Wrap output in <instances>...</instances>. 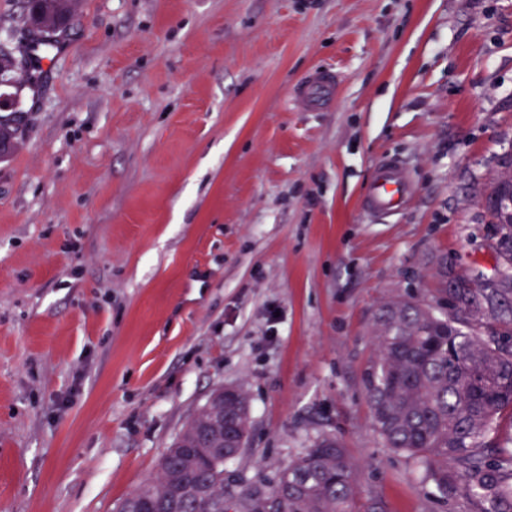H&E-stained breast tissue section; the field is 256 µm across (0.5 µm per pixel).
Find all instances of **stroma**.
Instances as JSON below:
<instances>
[{"label":"stroma","mask_w":512,"mask_h":512,"mask_svg":"<svg viewBox=\"0 0 512 512\" xmlns=\"http://www.w3.org/2000/svg\"><path fill=\"white\" fill-rule=\"evenodd\" d=\"M0 161V512H116L217 389L228 494L337 437L386 512H475L384 445L372 317L492 274L512 0H81ZM317 69L324 112L293 108ZM414 194L365 213L380 161ZM512 176V156L503 157L498 163L497 167L490 171L486 177L483 192L491 198L496 195V187L501 182L503 177Z\"/></svg>","instance_id":"1"}]
</instances>
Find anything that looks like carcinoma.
<instances>
[{
  "instance_id": "obj_1",
  "label": "carcinoma",
  "mask_w": 512,
  "mask_h": 512,
  "mask_svg": "<svg viewBox=\"0 0 512 512\" xmlns=\"http://www.w3.org/2000/svg\"><path fill=\"white\" fill-rule=\"evenodd\" d=\"M24 31L30 40L62 37L75 14V0H26ZM14 33L0 42V86L21 91L30 80L15 56ZM0 158L18 143L23 112L0 94ZM512 176V156L503 157L486 177L491 197L502 178ZM485 212L494 224L495 244L511 266L512 218L500 207ZM436 300L413 297L387 301L373 320L374 352L362 374L374 427L390 448L414 458L443 498L465 492L478 500V512L506 506L512 512V451L495 461L485 453L487 438L504 415H512V287L482 288L475 278L448 282L439 272ZM455 318L448 323V300ZM482 328L490 329L486 336ZM225 424L235 438H246L249 406L236 390L228 398ZM207 407L192 417L162 454L156 477L130 493L118 512H226L224 465L239 454L209 440ZM235 512H383L375 501L361 502L355 465L341 442L317 438L282 468L267 491L245 490Z\"/></svg>"
}]
</instances>
